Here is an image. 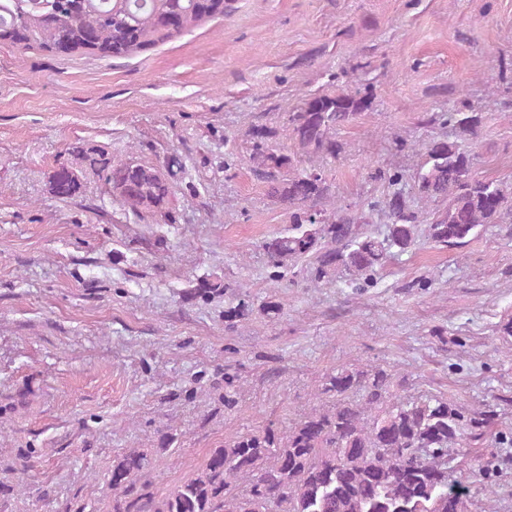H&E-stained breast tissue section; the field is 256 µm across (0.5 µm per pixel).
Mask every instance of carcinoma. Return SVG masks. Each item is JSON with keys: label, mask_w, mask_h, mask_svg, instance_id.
I'll return each mask as SVG.
<instances>
[{"label": "carcinoma", "mask_w": 512, "mask_h": 512, "mask_svg": "<svg viewBox=\"0 0 512 512\" xmlns=\"http://www.w3.org/2000/svg\"><path fill=\"white\" fill-rule=\"evenodd\" d=\"M222 17L214 0H0V40L52 54L130 58ZM373 98L367 84L309 95L288 113L286 136L305 156L334 158L341 150L336 132L369 110ZM427 121L466 136L480 116L461 99ZM247 136L253 172L290 214L288 228L263 243L274 280L312 258L310 281L342 275L355 288H369L386 258L407 252L421 234L460 249L486 225L512 217V188L475 178L474 155L456 140L425 146L413 177L420 197L445 206L420 218L403 190L405 174L390 169L383 177L393 191L371 205L387 218L376 234L363 214L337 204L322 173L292 169L291 157L270 145L268 128L254 125ZM72 152L80 167L54 170L49 185L55 197L72 200L84 179L98 177L137 216L167 213L174 178L185 172L176 156L157 167L132 156L116 160L98 148L75 146ZM353 390L362 392L364 403L312 413L283 436L266 429L224 442L195 477L159 503L137 488L147 456L123 455L112 466V512H457L459 493L448 485L445 458L458 441L478 436L486 412L466 414L441 397L399 399L385 407L390 381L380 368L340 369L324 384L325 392L338 396ZM239 479L246 482L242 492Z\"/></svg>", "instance_id": "carcinoma-1"}]
</instances>
